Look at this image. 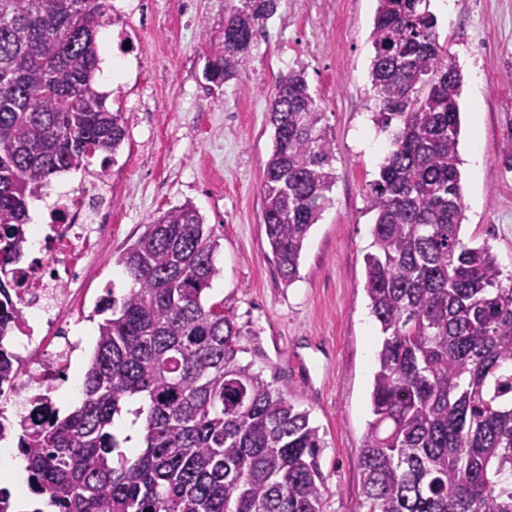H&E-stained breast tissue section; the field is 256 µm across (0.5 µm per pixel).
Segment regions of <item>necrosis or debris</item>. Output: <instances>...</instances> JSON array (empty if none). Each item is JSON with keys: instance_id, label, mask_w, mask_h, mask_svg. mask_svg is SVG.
Listing matches in <instances>:
<instances>
[{"instance_id": "1", "label": "necrosis or debris", "mask_w": 512, "mask_h": 512, "mask_svg": "<svg viewBox=\"0 0 512 512\" xmlns=\"http://www.w3.org/2000/svg\"><path fill=\"white\" fill-rule=\"evenodd\" d=\"M111 179L93 174L60 195L39 225L34 261L14 266L9 277L22 316L13 326L18 348L37 353L35 364L21 367L10 392L17 409L16 424L29 431L55 409L51 398L60 377L72 366L73 339L69 304L82 288L90 263L112 233Z\"/></svg>"}]
</instances>
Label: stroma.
Instances as JSON below:
<instances>
[{
  "mask_svg": "<svg viewBox=\"0 0 512 512\" xmlns=\"http://www.w3.org/2000/svg\"><path fill=\"white\" fill-rule=\"evenodd\" d=\"M155 25L130 23L139 68L124 72L121 96L110 74L100 91L122 109L127 137L108 168L112 236L95 256L77 297L84 328L106 290L131 286L116 260L147 222L192 201L213 228L221 270L208 294L246 334L253 362L292 403L308 410L324 441V512H364L359 468L372 419L370 391L380 328L371 316L363 257L373 240L366 189L389 144L371 120V32L377 0H278L254 36L250 63L223 86L204 77L224 40V16L238 0H151ZM439 40L462 68L459 157L465 219L461 238L488 245L512 280V172L498 162L512 111V0H454L439 17ZM305 70L335 145L331 202L307 236L293 283L278 274L262 219L264 165L273 147L268 122L278 80ZM482 155L481 169L468 161Z\"/></svg>",
  "mask_w": 512,
  "mask_h": 512,
  "instance_id": "35a3bbf8",
  "label": "stroma"
}]
</instances>
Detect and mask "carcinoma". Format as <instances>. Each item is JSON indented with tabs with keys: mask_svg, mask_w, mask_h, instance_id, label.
Returning a JSON list of instances; mask_svg holds the SVG:
<instances>
[{
	"mask_svg": "<svg viewBox=\"0 0 512 512\" xmlns=\"http://www.w3.org/2000/svg\"><path fill=\"white\" fill-rule=\"evenodd\" d=\"M205 79L247 68L277 0H240ZM106 0H0V270L28 242L29 203L54 174L126 138L96 82ZM430 0H378L373 121L392 132L366 192L374 213L365 289L383 335L359 467L365 512H512V285L490 248L460 238L463 75ZM302 70L279 79L262 187L282 279L329 201L334 143ZM219 247L187 201L150 219L120 254L133 287L96 306L81 405L27 434L31 490L58 512H323V440L308 411L243 362V328L207 301ZM0 278V384L21 310ZM134 399L142 447L112 432Z\"/></svg>",
	"mask_w": 512,
	"mask_h": 512,
	"instance_id": "1",
	"label": "carcinoma"
}]
</instances>
